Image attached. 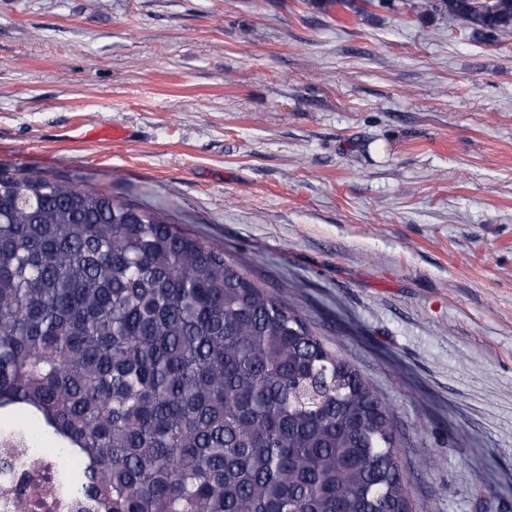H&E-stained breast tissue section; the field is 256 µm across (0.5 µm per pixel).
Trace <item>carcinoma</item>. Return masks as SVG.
<instances>
[{
	"mask_svg": "<svg viewBox=\"0 0 512 512\" xmlns=\"http://www.w3.org/2000/svg\"><path fill=\"white\" fill-rule=\"evenodd\" d=\"M512 33V0H430ZM94 512H412L392 409L296 308L168 215L0 169V408Z\"/></svg>",
	"mask_w": 512,
	"mask_h": 512,
	"instance_id": "obj_1",
	"label": "carcinoma"
}]
</instances>
